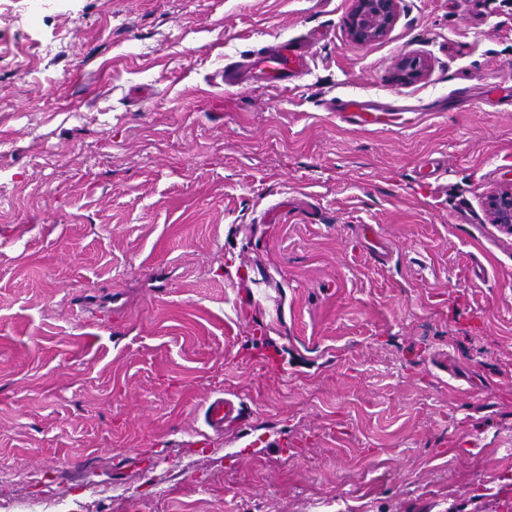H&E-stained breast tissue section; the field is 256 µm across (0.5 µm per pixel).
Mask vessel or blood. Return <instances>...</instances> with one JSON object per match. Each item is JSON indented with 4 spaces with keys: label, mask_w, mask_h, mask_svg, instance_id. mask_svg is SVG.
<instances>
[{
    "label": "vessel or blood",
    "mask_w": 512,
    "mask_h": 512,
    "mask_svg": "<svg viewBox=\"0 0 512 512\" xmlns=\"http://www.w3.org/2000/svg\"><path fill=\"white\" fill-rule=\"evenodd\" d=\"M313 46L314 43L310 40H289L267 50H258L248 66L247 74H240L234 69L228 70L226 82L236 86L244 83L245 79L255 78L269 86L289 84L306 72ZM328 108L341 124L361 130L384 125L383 115L387 111L384 104L361 96L333 99ZM360 236L370 254L380 259L387 257V247L373 225H362ZM248 417L242 401L224 396L209 398L203 411L206 430L217 435L223 434L226 427L244 426Z\"/></svg>",
    "instance_id": "vessel-or-blood-1"
}]
</instances>
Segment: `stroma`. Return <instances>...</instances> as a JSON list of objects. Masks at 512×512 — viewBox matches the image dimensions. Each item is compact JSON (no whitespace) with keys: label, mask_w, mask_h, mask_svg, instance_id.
Wrapping results in <instances>:
<instances>
[{"label":"stroma","mask_w":512,"mask_h":512,"mask_svg":"<svg viewBox=\"0 0 512 512\" xmlns=\"http://www.w3.org/2000/svg\"><path fill=\"white\" fill-rule=\"evenodd\" d=\"M352 7L0 0V512H512V111L452 96L512 86V0L370 43ZM312 34L289 87L224 85ZM349 94L430 113L352 129ZM218 393L254 454L198 445ZM489 217L493 224L512 232V186L493 191L488 197ZM361 238L365 243L366 250L373 256L384 259L388 256L387 246L385 245L379 230L371 224H364L359 231Z\"/></svg>","instance_id":"1"}]
</instances>
